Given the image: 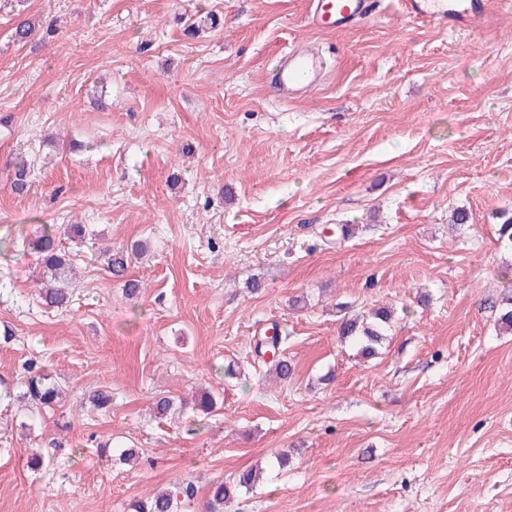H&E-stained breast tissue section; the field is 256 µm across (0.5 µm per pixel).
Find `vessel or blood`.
Masks as SVG:
<instances>
[{"instance_id":"b4317fda","label":"vessel or blood","mask_w":512,"mask_h":512,"mask_svg":"<svg viewBox=\"0 0 512 512\" xmlns=\"http://www.w3.org/2000/svg\"><path fill=\"white\" fill-rule=\"evenodd\" d=\"M381 0H312L309 23L323 31L353 28L373 17ZM412 22H428L439 29H479L512 11V0H398ZM326 76L320 55L297 44L281 55L271 71L279 95L301 97L319 89Z\"/></svg>"}]
</instances>
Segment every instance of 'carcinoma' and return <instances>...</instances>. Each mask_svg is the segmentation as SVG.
Returning <instances> with one entry per match:
<instances>
[{"label": "carcinoma", "instance_id": "carcinoma-1", "mask_svg": "<svg viewBox=\"0 0 512 512\" xmlns=\"http://www.w3.org/2000/svg\"><path fill=\"white\" fill-rule=\"evenodd\" d=\"M12 186L15 192L23 193L28 186V167L21 160L13 164ZM66 230L76 236L82 233L79 224H68L59 228L54 224H44L41 235L35 240L34 248L41 256L43 275L50 277L51 287L43 292V300L49 307L65 309L72 302L73 294L70 291L72 279V265L68 255L61 252L56 244V234ZM128 256L126 251L118 249L108 258L107 268L113 278L123 281V290L127 297L135 298L140 293V284L136 279L127 277ZM391 328V314L383 309L371 314L370 320L361 322L357 319H344L339 324L338 334L343 342H350L358 348V355L371 357L376 354L379 345L387 329ZM282 336L278 326H272V335L263 336L255 346V354L258 360L265 361L266 355H271L270 369L282 380L288 379L292 374L293 366L288 358L280 356ZM63 389L55 384L47 382V375L41 372V368L32 363L28 366V384L21 399L32 404L48 407L60 400ZM255 481V472L249 470L238 475L233 481L217 479L210 484L209 498L205 512H224V505L230 502L237 491L248 488ZM178 494L163 491L152 498L138 501L134 504V512H177Z\"/></svg>", "mask_w": 512, "mask_h": 512}]
</instances>
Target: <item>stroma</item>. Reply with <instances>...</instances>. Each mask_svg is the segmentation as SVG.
Listing matches in <instances>:
<instances>
[{
  "mask_svg": "<svg viewBox=\"0 0 512 512\" xmlns=\"http://www.w3.org/2000/svg\"><path fill=\"white\" fill-rule=\"evenodd\" d=\"M309 8L0 0V512H131L186 484L178 512H202L212 480L250 469L226 512H512V332L496 324L512 290V15L445 32L392 4L322 32ZM211 12L220 28L184 35ZM26 18L37 36L19 45ZM297 41L328 73L286 101L269 72ZM456 209L468 223L451 225ZM44 224L86 229L58 238L76 272L64 310L39 301ZM108 247L129 251L138 297ZM379 306L393 326L360 357L338 326ZM274 323L285 381L255 361ZM32 359L60 405L18 402ZM99 390L108 411L88 401ZM128 256L124 249H117L108 258L107 268L113 278L123 281V290L127 297L135 298L140 293L139 281L127 278Z\"/></svg>",
  "mask_w": 512,
  "mask_h": 512,
  "instance_id": "stroma-1",
  "label": "stroma"
}]
</instances>
